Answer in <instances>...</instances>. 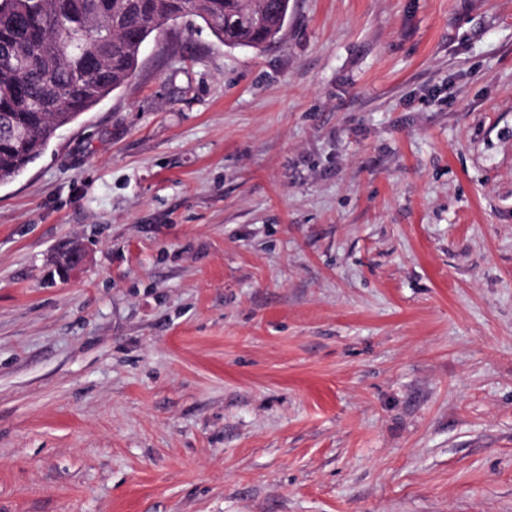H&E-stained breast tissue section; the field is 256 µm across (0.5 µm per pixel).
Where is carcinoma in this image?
I'll return each mask as SVG.
<instances>
[{"label":"carcinoma","instance_id":"1","mask_svg":"<svg viewBox=\"0 0 512 512\" xmlns=\"http://www.w3.org/2000/svg\"><path fill=\"white\" fill-rule=\"evenodd\" d=\"M289 0H0V183L130 79L142 45L192 16L229 47L275 40Z\"/></svg>","mask_w":512,"mask_h":512}]
</instances>
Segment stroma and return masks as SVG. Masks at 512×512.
I'll use <instances>...</instances> for the list:
<instances>
[{
	"instance_id": "1",
	"label": "stroma",
	"mask_w": 512,
	"mask_h": 512,
	"mask_svg": "<svg viewBox=\"0 0 512 512\" xmlns=\"http://www.w3.org/2000/svg\"><path fill=\"white\" fill-rule=\"evenodd\" d=\"M0 512H512V0L177 20L0 184Z\"/></svg>"
}]
</instances>
